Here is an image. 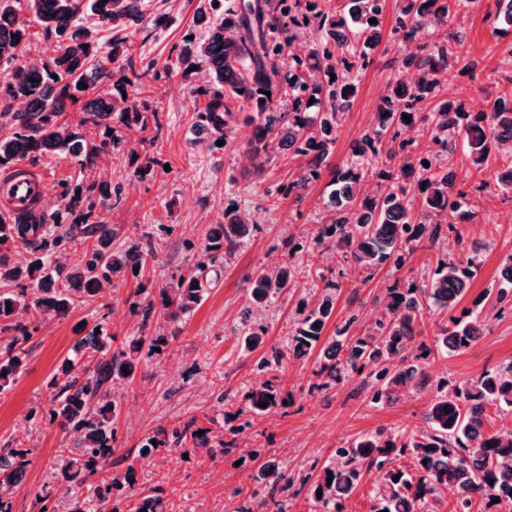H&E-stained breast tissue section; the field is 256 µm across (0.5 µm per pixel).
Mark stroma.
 Masks as SVG:
<instances>
[{"instance_id":"35a3bbf8","label":"stroma","mask_w":512,"mask_h":512,"mask_svg":"<svg viewBox=\"0 0 512 512\" xmlns=\"http://www.w3.org/2000/svg\"><path fill=\"white\" fill-rule=\"evenodd\" d=\"M147 4L149 17L162 13L169 23L157 28L148 18L125 33L127 71L149 69L157 76L151 91L141 96L143 120L130 125L113 120V135L120 145L90 171L80 170L68 155L25 158V166L48 179L51 203L46 215L55 219L61 208L62 184L80 186L91 195L96 183L107 181L120 187L121 195L96 206L94 218L122 225L131 234L158 224L177 225L176 234L153 241L155 257L147 262V276L148 290L154 294L174 275L194 270L208 227L223 218L225 206L238 205L259 229L225 259L218 281L210 284L191 314L175 322L160 318L164 335L171 338L170 347L144 359L135 382L122 391L118 443L107 466L115 474L135 468L148 487L169 498L174 488L154 466L155 460H163L178 473L183 495L193 499L208 489L212 492L208 512H237L243 502L238 489L254 490L253 474L269 456L276 455L294 480L288 490L290 512H312L300 481H317L336 448L379 429L404 435L425 430L423 416L438 381L470 379L512 359V315L491 313L483 336L452 356L433 353L425 364V385L397 404H372L366 392L360 391L356 377L329 389L316 388L313 370L318 357L313 354L288 367L281 393L284 405L269 417L254 420L238 435L239 449L218 462H200L197 449L188 444L175 450L159 449L152 459L141 458L137 444L145 434L194 415L235 414L244 403L248 384L263 381L257 363L266 346L287 342L296 303L287 300L273 305L267 312L265 347L243 351L240 343L245 330L239 313L248 302L250 281L260 268L280 262L283 252L278 245L286 237L306 244L308 231L318 224L323 200L330 192L322 179L301 200L273 204L267 188L292 180L298 164L276 158L262 177H254L248 153L252 129L244 123L235 125L229 147L212 148L197 118L205 104L199 92L203 79L196 74L184 76L178 67L184 40L196 31L204 0H147ZM496 10V0H481L467 13L457 30L456 51L474 68L467 72L452 68L443 77L444 94L457 97L472 112L487 109L499 95L495 69L512 55V36L499 37L493 31L489 15ZM391 56L387 46H379L372 66L361 74L358 96L337 130L331 166L348 164L351 144L368 131L379 99L395 75L387 66ZM148 158L155 161L154 174L138 180L133 172L139 161ZM509 211L512 200L494 190L476 198L474 219L459 227L465 244L480 245L482 259L462 308L478 303L491 312L495 298L489 290L502 261L512 254V222L501 219ZM425 259V251H416L401 267L385 266L366 283L342 288L327 334H334L354 313L360 321H372L383 308L389 285L427 280L431 270ZM139 302L128 286L118 287L107 296L76 305L66 318L50 319L27 342L20 378L8 392L0 393V443L26 451L31 461L24 479L11 491L13 512H37L34 493L52 483L53 463L66 445L56 425L45 422L34 431L26 415L34 408L47 409L52 394L49 383L78 339L79 328L101 326L112 334L113 348H121L138 331L140 316L134 308Z\"/></svg>"}]
</instances>
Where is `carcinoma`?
I'll return each instance as SVG.
<instances>
[{"mask_svg":"<svg viewBox=\"0 0 512 512\" xmlns=\"http://www.w3.org/2000/svg\"><path fill=\"white\" fill-rule=\"evenodd\" d=\"M206 2L212 13L204 10L197 17L202 30L184 40L178 57L184 75L201 71L206 78L208 100L198 113L200 123L214 141L227 143L238 122L227 101L247 104L243 121L253 126L254 175L261 177L275 154L302 158L295 180L268 190L276 203L299 199L321 177L339 117L357 96L356 75L372 63L383 35L385 0H334L306 20L305 32L296 30L294 17L265 7L261 0ZM479 2L396 0L390 33L398 53L388 66L415 70L419 77L412 84L390 81L373 113L370 133L353 146L356 162L336 170L324 219L310 230L312 249L335 250L358 273H373L389 262L401 264L407 253L444 247L450 232L455 233L454 245L461 246L457 225L474 216L469 196L494 186L512 193V59H506L509 69L498 73L503 91L489 110L470 112L462 101L440 95L448 69L467 68L454 50L452 21ZM23 11L56 37L59 51L53 59L17 60L19 47L29 38ZM144 16V0H0V61L10 64L0 76V165L67 152L80 169L97 168L114 145L112 114L120 112L126 122L141 121L135 94L148 86L145 72L125 75L120 59L124 41L115 38L104 51L99 32L127 30ZM405 114L410 121H404ZM386 137L387 161L380 168L367 164ZM459 142L465 160L459 168L450 167L448 153ZM497 159L503 166L495 167L489 179L488 168ZM77 192L76 186L62 187L67 223L56 225L50 240L33 229L46 223L44 215L15 221L0 216V332H15L0 346L1 392L22 373L20 345L34 337L46 313L65 317L77 301L120 284H131L138 294L147 288L153 235L124 236L105 220L89 223L94 203ZM257 230L239 208H225L224 222L210 228L196 269L160 288L162 314L175 320L191 313L206 291L212 264L232 255ZM19 246L31 255L23 265L9 256ZM282 246L288 259L257 272L241 311L249 348L259 347L268 334L263 311L295 292L301 257L291 238ZM76 247L81 253L71 264L69 254ZM478 269L477 248L462 259L445 251L428 280L414 287L389 286L380 316L354 334L350 329L357 317L352 316L325 343L321 339L340 279L348 274L341 269L319 273L314 304L298 310L287 346H272L259 360V370L270 379L250 389L237 416H268L280 400L278 385L286 364L305 360L317 347L315 376L325 388L358 375L360 388L373 389L374 403L387 405L411 393L425 380L420 360L432 354L423 344L421 353L412 352L416 337L423 334L424 308L454 311ZM499 284L501 315L506 308L512 311V255L502 261ZM140 315V335L130 337L124 349L112 350L113 337L93 328L75 342L53 377L48 421L69 436L72 446L55 459L57 484L35 493L39 512H56L59 492L68 497L69 512H125L118 491L132 497L133 512H186L171 498L147 493L134 468L114 476L102 466L117 441L114 391L132 385L142 360L168 345V337L149 333L157 316L153 301L145 302ZM486 322L481 309L450 317L440 329L437 350L462 351L483 335ZM493 407L512 408V360L474 378L439 383L425 413L429 429L405 438L378 430L336 449L333 464L311 487L309 501L316 512H343L363 474L375 468L384 474L374 512H439L450 490L452 512H470L476 499L491 512L493 500L512 494V431L487 430ZM186 443L201 450L204 462L228 451L214 429L202 427L192 416L146 435L139 456L152 457L160 448ZM404 455L409 465L392 467ZM29 464L27 453L1 447L0 490L20 483ZM254 480L264 483L263 498L246 500L238 512H287L292 479L281 461H266Z\"/></svg>","mask_w":512,"mask_h":512,"instance_id":"cac0c4a2","label":"carcinoma"}]
</instances>
